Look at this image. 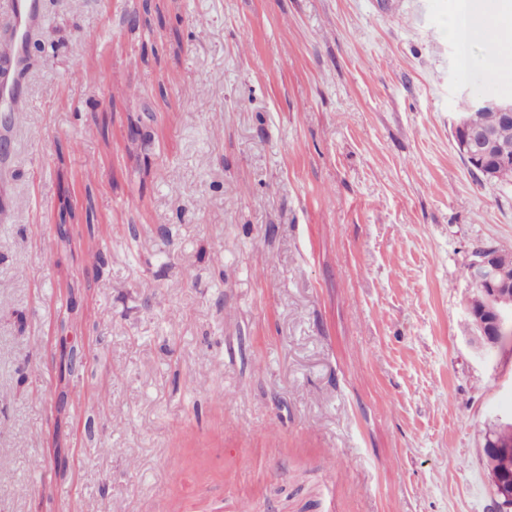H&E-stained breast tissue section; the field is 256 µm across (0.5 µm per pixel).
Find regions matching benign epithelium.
Segmentation results:
<instances>
[{
  "label": "benign epithelium",
  "mask_w": 512,
  "mask_h": 512,
  "mask_svg": "<svg viewBox=\"0 0 512 512\" xmlns=\"http://www.w3.org/2000/svg\"><path fill=\"white\" fill-rule=\"evenodd\" d=\"M486 109L499 112L503 125H512V101L480 98L473 102L471 111L460 113L454 133L459 152L465 157L468 166L478 167L484 176L494 179L512 170V160L490 157L489 144L493 134L476 118V113ZM502 269L500 256L490 248L474 251L467 268L472 285L481 289L491 304L490 320L477 321L482 335L478 343L483 349L497 347L498 342L494 337L512 330V295L507 294L512 289V283L502 278Z\"/></svg>",
  "instance_id": "1"
}]
</instances>
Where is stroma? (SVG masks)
I'll return each mask as SVG.
<instances>
[{
  "label": "stroma",
  "instance_id": "35a3bbf8",
  "mask_svg": "<svg viewBox=\"0 0 512 512\" xmlns=\"http://www.w3.org/2000/svg\"><path fill=\"white\" fill-rule=\"evenodd\" d=\"M153 2L43 0L0 122V512H487L493 46L456 0ZM492 109L496 112H480ZM461 112L454 126V133L459 152L465 157L469 167H478L489 179L501 177L512 168V160L495 159L489 155V144L493 139L491 131L485 129L476 118L488 129L496 131L492 143L493 156H505L512 159V127L499 128L498 114L504 126L512 125V101L496 98H480L473 102L471 112ZM512 174L502 176V180H510Z\"/></svg>",
  "mask_w": 512,
  "mask_h": 512
}]
</instances>
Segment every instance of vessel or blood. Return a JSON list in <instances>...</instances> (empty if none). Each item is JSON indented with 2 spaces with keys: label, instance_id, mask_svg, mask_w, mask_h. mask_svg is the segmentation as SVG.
Wrapping results in <instances>:
<instances>
[{
  "label": "vessel or blood",
  "instance_id": "b4317fda",
  "mask_svg": "<svg viewBox=\"0 0 512 512\" xmlns=\"http://www.w3.org/2000/svg\"><path fill=\"white\" fill-rule=\"evenodd\" d=\"M9 22L0 27V63L7 74L0 79V105L21 112L26 99L19 82L29 65L28 45L39 24L42 0H6Z\"/></svg>",
  "mask_w": 512,
  "mask_h": 512
}]
</instances>
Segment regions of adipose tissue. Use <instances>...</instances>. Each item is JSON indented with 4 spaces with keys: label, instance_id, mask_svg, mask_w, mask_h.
<instances>
[{
    "label": "adipose tissue",
    "instance_id": "1",
    "mask_svg": "<svg viewBox=\"0 0 512 512\" xmlns=\"http://www.w3.org/2000/svg\"><path fill=\"white\" fill-rule=\"evenodd\" d=\"M449 33L466 44L496 42L500 55L512 54V5L507 0H457Z\"/></svg>",
    "mask_w": 512,
    "mask_h": 512
}]
</instances>
